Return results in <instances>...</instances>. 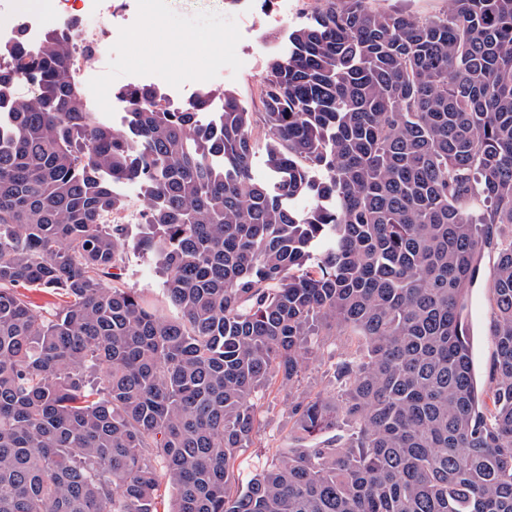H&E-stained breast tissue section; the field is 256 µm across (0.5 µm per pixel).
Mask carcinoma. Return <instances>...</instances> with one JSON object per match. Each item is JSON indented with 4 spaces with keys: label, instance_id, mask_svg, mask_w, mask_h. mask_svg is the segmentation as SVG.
Listing matches in <instances>:
<instances>
[{
    "label": "carcinoma",
    "instance_id": "1",
    "mask_svg": "<svg viewBox=\"0 0 512 512\" xmlns=\"http://www.w3.org/2000/svg\"><path fill=\"white\" fill-rule=\"evenodd\" d=\"M76 51L69 24L0 46V104L33 84L0 112V512H158L167 491L168 512H512V0H316L260 112L130 85L115 128ZM121 183L145 203L135 234L111 221ZM131 248L173 314L119 284ZM33 291L63 302L39 313ZM336 334L354 346L336 393H294ZM276 383L324 440L235 488ZM372 6L380 11L401 8L417 15H435L442 13L447 3L446 0H373ZM468 333L472 348L474 369L480 385L487 389L494 346L487 326L491 314V296L483 283L472 289L468 300Z\"/></svg>",
    "mask_w": 512,
    "mask_h": 512
}]
</instances>
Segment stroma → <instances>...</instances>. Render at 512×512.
Masks as SVG:
<instances>
[{"mask_svg": "<svg viewBox=\"0 0 512 512\" xmlns=\"http://www.w3.org/2000/svg\"><path fill=\"white\" fill-rule=\"evenodd\" d=\"M315 0H154L159 23L172 35L210 30L222 33L228 49L224 72L211 79L212 88L234 93L251 112L261 109L260 87L272 57L281 53L288 32L309 17ZM142 57L131 54L127 45L110 43L106 50L93 54L89 64L97 69L100 82L112 92L126 85L133 68L142 66ZM129 288L147 289L158 307L166 301L160 290L161 277L150 258L133 252L122 275ZM468 333L474 369L481 386L490 383L489 370L494 346L487 332L491 314V296L484 286L472 289L468 300ZM352 349L346 336H328L323 351L310 363L299 385L300 391L314 394L334 392L333 366ZM268 409L262 414L261 427L252 448L239 458V479L248 481L257 469L270 460L276 449L288 446H313V439H300L288 424V397L285 391L271 387L266 394Z\"/></svg>", "mask_w": 512, "mask_h": 512, "instance_id": "1", "label": "stroma"}]
</instances>
